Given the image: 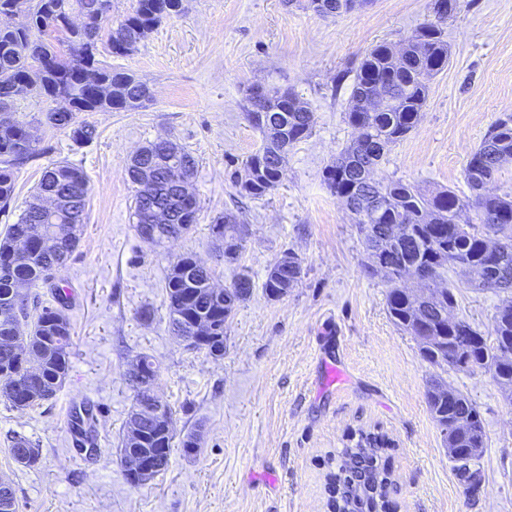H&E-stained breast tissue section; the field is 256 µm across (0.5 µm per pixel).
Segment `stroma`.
I'll return each mask as SVG.
<instances>
[{
  "mask_svg": "<svg viewBox=\"0 0 512 512\" xmlns=\"http://www.w3.org/2000/svg\"><path fill=\"white\" fill-rule=\"evenodd\" d=\"M431 0H372L336 18L286 0H184L127 55L100 47L101 62L149 85L152 102L131 112H82L96 138L76 145L68 131L42 128L54 147L15 178V202L0 212V233L16 221L48 164L67 160L89 181L81 240L53 274L68 296L72 325L67 378L56 396L18 411L0 401V476L16 491L17 512H331L330 477L359 430L392 441V512H512V403L484 372H437L413 337L390 320L387 279L367 275L356 226L323 171L353 129L345 114L354 72L373 45H399L431 19ZM447 70L429 82L423 117L376 167L425 192H467V161L497 117L512 112V0H465L446 20ZM255 85L294 89L315 114L309 138L288 154L284 180L260 198L241 195L237 176L261 145L246 116ZM169 138L198 161L190 187L200 211L183 237L153 245L139 237L128 156ZM231 212L245 229L235 258L211 226ZM303 261L300 281L281 299L262 288L284 251ZM194 255L217 287L245 271L254 288L224 327V355L188 347L168 327L165 285L173 264ZM455 313L491 329L499 298L458 284ZM153 357L154 389L173 412L169 467L131 486L119 442L134 391L126 373ZM346 382L322 380L327 363ZM478 407L487 443L482 484L470 490L449 459L425 399L432 374ZM92 407L95 449L79 450L68 411ZM36 442L34 466L16 463L8 442Z\"/></svg>",
  "mask_w": 512,
  "mask_h": 512,
  "instance_id": "stroma-1",
  "label": "stroma"
}]
</instances>
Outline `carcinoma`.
<instances>
[{
	"label": "carcinoma",
	"mask_w": 512,
	"mask_h": 512,
	"mask_svg": "<svg viewBox=\"0 0 512 512\" xmlns=\"http://www.w3.org/2000/svg\"><path fill=\"white\" fill-rule=\"evenodd\" d=\"M26 5L27 22L17 26L6 17L17 3ZM98 0H0V113L9 109V89L19 84L47 103L36 122L53 129H71L76 144L95 138L94 127L77 122L80 112H124L146 106L144 84L125 72L100 66L96 58L98 41L107 36L109 52L125 55L143 42L163 19L182 10V0H137V6L117 25L104 27L99 17ZM463 0H432L434 19L422 23L415 32L394 48L387 43L372 46L355 70L351 104L345 119L355 136L340 150L326 168L324 183L330 193L343 200H366L377 197L381 210L367 206L353 212L366 255L364 270L376 271L381 260L390 268L386 273L389 289L387 310L395 325L413 334L420 329L430 342L420 347L423 359L441 370H464L474 364L486 368L496 383L512 382V195L486 191L495 182L504 162L512 159V112L502 113L490 126L481 143L472 152L464 178L469 194L460 197L451 190L427 195L402 180H374L364 177L378 166L393 146L402 141L419 124L428 94V78L448 67V41L442 23L453 17ZM84 14L89 22L70 31L67 43L51 36L61 26L67 12ZM90 71L100 73L105 84L103 94L84 84ZM270 117L275 133L268 134L260 116L252 111L248 117L263 138V146L250 156L245 176L237 179L240 192L259 198L277 187L286 174L288 150L309 137L315 125L314 113L293 90L273 86ZM29 124L0 119V211L8 210L15 200V172L35 158L51 152L52 146L31 140ZM145 171L153 190L144 195L139 188V173ZM195 158L184 148L172 146L164 139L150 141L144 152L131 160L127 168L129 181L136 186L134 219L137 233L143 225L154 223L155 214L165 213L169 222L187 232L197 223L199 205L196 198L182 196L173 182L180 175H194ZM52 190L64 200L61 222L25 202L15 223L0 237V370L18 376L16 382L0 389V399L16 410H26L56 396L68 374L72 328L69 320L58 322L67 296L55 286L58 307L33 309L29 303L13 304L16 289L29 288L51 281L50 271L61 256L72 254L80 240L86 220L88 178L75 164L59 161L48 165L37 191ZM474 213L475 223L460 222L461 213ZM237 218L226 213L213 220L212 231L227 229L232 244L224 254L233 257ZM401 230L393 235L394 228ZM26 245V255L17 259L16 242ZM283 256L288 266L273 263L263 282L267 297L276 299L288 284L298 282L303 265L292 251ZM414 269L421 275V287L431 291L433 303L418 316L411 308L404 290L403 273ZM483 270V279L475 286L500 297L492 331L493 339L466 319L448 321V310L455 307L453 281L449 274L466 276L473 269ZM211 274L186 254L172 266L166 283L167 307L174 324L189 325L196 318L213 323L211 337L201 346L210 356H224V311L234 312L247 301L253 290L251 278L243 274L226 294H213ZM57 340H52V337ZM427 406L440 431L444 432L460 416L471 418L472 433L460 441L462 448H482L483 421L476 406L467 398L446 392L427 390ZM174 433L160 425L146 427L144 439L137 444L154 468L164 472L170 463ZM390 445L381 433H360L354 447L346 449L339 480L363 462L377 458ZM14 460L24 466L35 464L39 448L18 436L10 440ZM392 485L388 465L375 472L362 497L351 494L345 485L339 512H358L361 499L371 497L377 506L386 505Z\"/></svg>",
	"instance_id": "1"
}]
</instances>
